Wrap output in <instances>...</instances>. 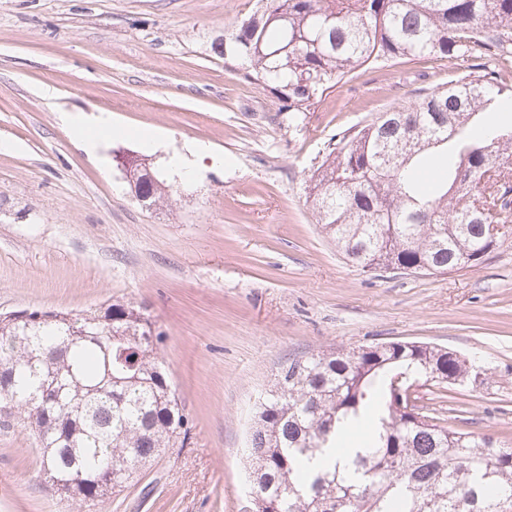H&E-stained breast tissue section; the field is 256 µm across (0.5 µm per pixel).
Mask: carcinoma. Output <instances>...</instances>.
<instances>
[{"instance_id":"obj_1","label":"carcinoma","mask_w":512,"mask_h":512,"mask_svg":"<svg viewBox=\"0 0 512 512\" xmlns=\"http://www.w3.org/2000/svg\"><path fill=\"white\" fill-rule=\"evenodd\" d=\"M211 48L268 89L288 118L354 69L402 59L485 58L341 139L315 170L317 223L364 272L388 265L422 274L474 264L495 241L486 217L512 211V125L476 117L508 87L512 0H257ZM129 185L161 198L164 181L133 169ZM141 308L115 302L80 313L0 315V414L26 430L51 490L77 503L123 490L179 444L189 420ZM443 388L471 372L420 342H387L292 358L258 401L247 441L253 512H502L512 504V450L490 435L443 425L395 398L400 375ZM371 435L345 459L339 437L366 418Z\"/></svg>"}]
</instances>
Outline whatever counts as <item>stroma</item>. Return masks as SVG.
I'll use <instances>...</instances> for the list:
<instances>
[{
    "label": "stroma",
    "instance_id": "35a3bbf8",
    "mask_svg": "<svg viewBox=\"0 0 512 512\" xmlns=\"http://www.w3.org/2000/svg\"><path fill=\"white\" fill-rule=\"evenodd\" d=\"M254 7L0 0V313L144 307L192 422L184 447L98 512H244L255 402L288 358L334 347L416 341L474 361L479 382L425 383L416 395L446 425L512 448V222L477 265L365 273L308 198L346 130L447 86L475 60L363 67L292 120L211 49ZM63 112H105L113 127L84 133ZM150 129L154 149L142 141ZM197 141L222 164L143 207L116 155L165 167ZM36 469L27 433L0 421V512H77Z\"/></svg>",
    "mask_w": 512,
    "mask_h": 512
}]
</instances>
